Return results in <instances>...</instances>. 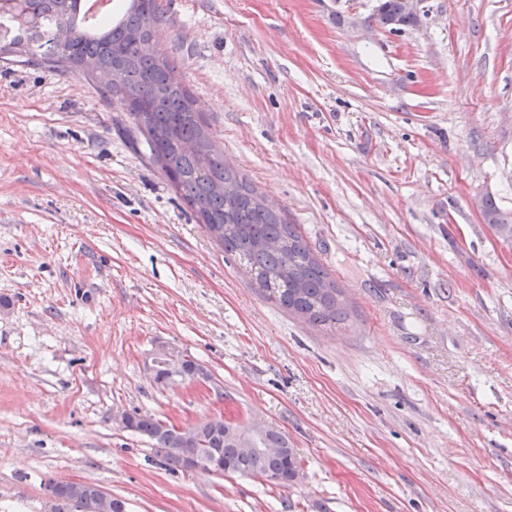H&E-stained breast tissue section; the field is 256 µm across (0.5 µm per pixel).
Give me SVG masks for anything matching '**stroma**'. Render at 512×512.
Segmentation results:
<instances>
[{
    "label": "stroma",
    "instance_id": "obj_1",
    "mask_svg": "<svg viewBox=\"0 0 512 512\" xmlns=\"http://www.w3.org/2000/svg\"><path fill=\"white\" fill-rule=\"evenodd\" d=\"M164 0L217 152L296 225L347 318L264 296L89 78L0 61V512L49 479L129 512H512V0ZM166 342L211 383L155 384ZM257 419L290 488L162 465L113 410ZM378 1L379 4L377 5L376 12L372 13L369 19L376 21L380 28H389L390 30L397 31L420 26L422 22L419 10L420 0H404L405 10L415 14V16L404 13L402 0Z\"/></svg>",
    "mask_w": 512,
    "mask_h": 512
}]
</instances>
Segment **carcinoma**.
Returning a JSON list of instances; mask_svg holds the SVG:
<instances>
[{
  "mask_svg": "<svg viewBox=\"0 0 512 512\" xmlns=\"http://www.w3.org/2000/svg\"><path fill=\"white\" fill-rule=\"evenodd\" d=\"M78 0H0V20L18 26L19 13L33 19L28 34L0 35V57L27 56L63 72H83L100 79L108 96L119 98L151 154L172 186L181 193L199 222L224 246V253L249 269L258 288L276 303L313 323H336L344 315L340 291L328 271L312 255L296 227L266 206L256 190L224 165L203 116L194 109L188 89L174 78L168 54L140 42L153 41L163 12L157 0H129L115 21L91 25L76 19ZM369 19L383 29L415 27V16L403 11L402 0H379ZM65 28L70 39L55 41ZM485 221L512 231V214L484 199ZM174 425L152 415L134 413L127 430L147 436L172 470L184 469L191 455L218 456L224 473L264 479L290 488L301 464L288 437L264 429L253 438L255 452L244 454L234 433L237 425L221 419L204 426L184 443ZM268 448L282 452L271 454ZM48 512H98L95 492L50 479L44 483Z\"/></svg>",
  "mask_w": 512,
  "mask_h": 512,
  "instance_id": "obj_1",
  "label": "carcinoma"
}]
</instances>
